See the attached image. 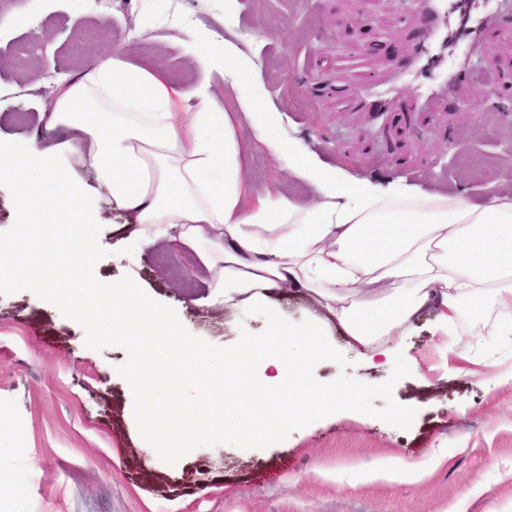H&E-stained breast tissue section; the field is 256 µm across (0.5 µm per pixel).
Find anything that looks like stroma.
<instances>
[{
	"label": "stroma",
	"instance_id": "stroma-1",
	"mask_svg": "<svg viewBox=\"0 0 512 512\" xmlns=\"http://www.w3.org/2000/svg\"><path fill=\"white\" fill-rule=\"evenodd\" d=\"M486 8L494 19L485 49L470 53L456 38L425 70L414 48L439 18L421 8L400 17L396 0H237L229 14L224 0H0V144L44 126L57 88L116 49L178 85L209 80L248 128L223 75L204 74L184 50L188 32L205 27L255 61L253 88L281 112L283 139L358 178L478 202L496 180L512 191V17L503 0H473L472 12ZM245 28L257 38L244 39ZM323 69L330 85L315 81ZM244 149L253 190L313 197L263 143ZM72 172L99 243L83 274L137 282L190 341L216 351L265 334L254 310L208 305L209 275L193 252L138 250L94 170L76 163ZM433 319L418 318L388 367L371 366L327 321L333 356L309 373L354 386L351 409L290 425L272 443L202 437L167 458L135 424L125 348L90 339L87 325L37 292L0 288V418L18 426L0 432V475L25 488L17 512H512V389L449 376ZM401 410L407 423L396 419ZM436 448L447 463L418 481L358 484L349 470Z\"/></svg>",
	"mask_w": 512,
	"mask_h": 512
}]
</instances>
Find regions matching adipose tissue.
Segmentation results:
<instances>
[{
    "label": "adipose tissue",
    "instance_id": "adipose-tissue-1",
    "mask_svg": "<svg viewBox=\"0 0 512 512\" xmlns=\"http://www.w3.org/2000/svg\"><path fill=\"white\" fill-rule=\"evenodd\" d=\"M185 48L232 89L254 75V64L209 29L191 30ZM238 104L248 135L281 155L317 201L249 195L244 134L210 83L174 86L118 52L60 90L43 131L0 150V176L16 185L24 218L0 243V288L41 289L87 322L91 339L127 345V385L150 447L175 456L202 436L267 442L294 422L335 412L348 387H324L309 374L331 355L320 322L293 325L269 305L288 288L312 298L373 363L392 359L398 338L433 311L449 375L491 368L495 386L512 385V357L491 356L512 345V196L493 188L474 203L352 177L280 138L281 116L260 97L240 95ZM74 151L126 213L140 248L193 250L212 273V302L249 305L265 317V335L215 352L190 342L182 322L135 282L82 276L97 242L63 162ZM488 312L484 354L460 351L462 323L479 326Z\"/></svg>",
    "mask_w": 512,
    "mask_h": 512
}]
</instances>
